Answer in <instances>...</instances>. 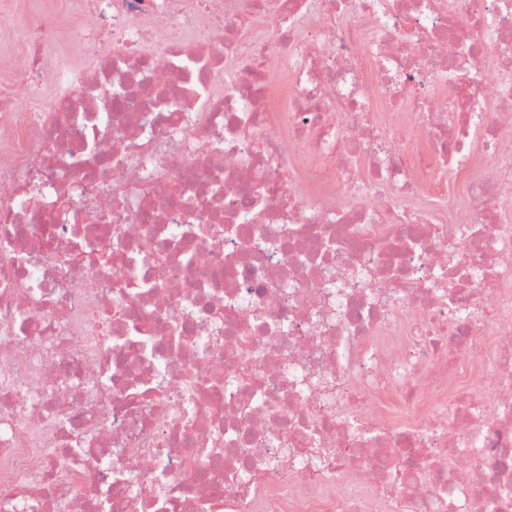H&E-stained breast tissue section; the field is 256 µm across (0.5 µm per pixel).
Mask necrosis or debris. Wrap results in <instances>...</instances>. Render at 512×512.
Returning <instances> with one entry per match:
<instances>
[{"mask_svg": "<svg viewBox=\"0 0 512 512\" xmlns=\"http://www.w3.org/2000/svg\"><path fill=\"white\" fill-rule=\"evenodd\" d=\"M77 3L0 82V512H512V0ZM461 177L448 169L446 197H426L420 201V205L429 213L447 217L449 221H458L463 209V200L460 195Z\"/></svg>", "mask_w": 512, "mask_h": 512, "instance_id": "necrosis-or-debris-1", "label": "necrosis or debris"}]
</instances>
